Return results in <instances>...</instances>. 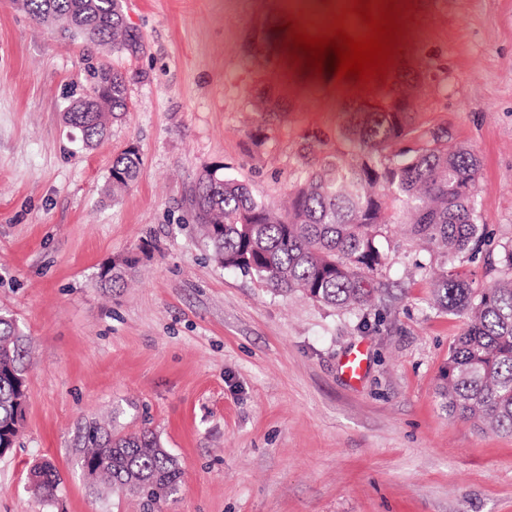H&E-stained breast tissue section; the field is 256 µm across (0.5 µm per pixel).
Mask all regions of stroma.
Segmentation results:
<instances>
[{
	"mask_svg": "<svg viewBox=\"0 0 512 512\" xmlns=\"http://www.w3.org/2000/svg\"><path fill=\"white\" fill-rule=\"evenodd\" d=\"M304 2L123 0L145 44L131 56L0 0V309L33 350L21 433L0 456V512H143L80 466L83 431L104 413L125 433L151 428L178 458L162 512H512V434L448 414L443 373L466 320L435 305L436 262L403 209L373 275L382 296L354 311L217 264L198 232L201 174L282 203L303 135L335 137L350 117L346 83L284 58L286 19L314 31ZM414 3L400 59L441 77L417 120L447 126L480 161L486 240L455 266L490 285L512 243V0ZM103 64L129 77L128 110L88 148L64 114ZM264 88L284 111L254 112ZM130 147L141 175L111 198L112 160ZM132 251L126 286L100 288L102 265ZM356 347L368 362L351 382L339 364ZM45 460L61 478L47 502L28 482Z\"/></svg>",
	"mask_w": 512,
	"mask_h": 512,
	"instance_id": "1",
	"label": "stroma"
}]
</instances>
